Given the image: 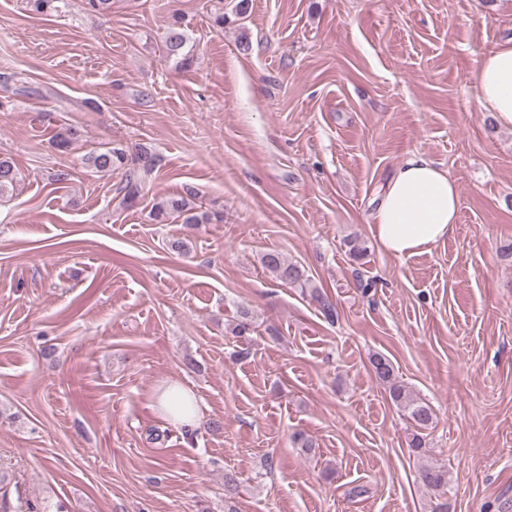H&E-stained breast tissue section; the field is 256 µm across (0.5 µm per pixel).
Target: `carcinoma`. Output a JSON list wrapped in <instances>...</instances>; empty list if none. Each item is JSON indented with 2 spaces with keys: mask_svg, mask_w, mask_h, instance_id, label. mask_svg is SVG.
Instances as JSON below:
<instances>
[{
  "mask_svg": "<svg viewBox=\"0 0 512 512\" xmlns=\"http://www.w3.org/2000/svg\"><path fill=\"white\" fill-rule=\"evenodd\" d=\"M167 57L182 67L191 64L193 58L189 37L181 23L170 25L164 35ZM88 167L97 173H110L117 168L126 169L125 184L118 188L122 193L121 204L129 206L139 195L140 184L151 176L158 165V157L143 145L134 147H112L104 152H95L86 159ZM17 182V170L14 164L0 158V195L14 189ZM198 193L193 188L185 190V195L169 198L156 203L153 207L154 220L163 224L171 218H180L184 224H209L212 214L197 205ZM263 267L276 279L302 288L309 286L310 279L305 276L299 265L287 261L283 255L270 250L261 257ZM253 323L251 311L240 310L233 333L239 338L249 334ZM370 365L376 379L388 390L391 402L404 413L412 423L414 431L409 437L408 447L419 453L425 447L424 431L432 428L436 415L432 407L414 395L410 389L398 380L392 362L381 354L370 357ZM421 479L425 486L443 491L448 487V469L443 466H430L422 470Z\"/></svg>",
  "mask_w": 512,
  "mask_h": 512,
  "instance_id": "1",
  "label": "carcinoma"
}]
</instances>
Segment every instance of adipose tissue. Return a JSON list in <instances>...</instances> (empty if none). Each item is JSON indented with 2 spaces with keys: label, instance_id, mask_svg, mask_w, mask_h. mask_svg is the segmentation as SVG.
Listing matches in <instances>:
<instances>
[{
  "label": "adipose tissue",
  "instance_id": "1",
  "mask_svg": "<svg viewBox=\"0 0 512 512\" xmlns=\"http://www.w3.org/2000/svg\"><path fill=\"white\" fill-rule=\"evenodd\" d=\"M476 89L481 105L499 126L512 128V42L484 53L477 62ZM455 179L430 159L409 155L385 183L374 215V236L387 254L402 258L448 238L460 211ZM154 402L169 422L192 429L200 402L180 383L159 386Z\"/></svg>",
  "mask_w": 512,
  "mask_h": 512
}]
</instances>
